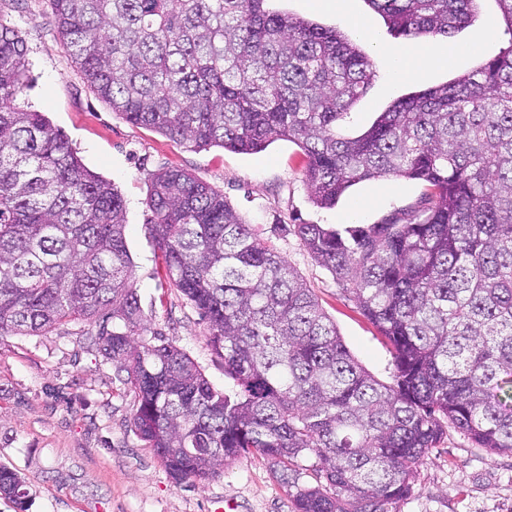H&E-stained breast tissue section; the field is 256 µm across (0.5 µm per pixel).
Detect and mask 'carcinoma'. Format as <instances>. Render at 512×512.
Wrapping results in <instances>:
<instances>
[{"mask_svg": "<svg viewBox=\"0 0 512 512\" xmlns=\"http://www.w3.org/2000/svg\"><path fill=\"white\" fill-rule=\"evenodd\" d=\"M266 2L51 0L84 79L132 124L194 150L293 142L321 207L366 180L426 184L421 216L296 225L386 339L392 382L355 360L298 272L223 195L176 167L152 178L151 234L227 386L148 329L124 200L43 113L14 106L26 50L1 22L0 337L97 323L90 343L135 393V435L176 480L257 453L293 512H398L444 424L512 454V41L344 137L337 128L376 77L369 57ZM367 2L414 41L452 37L478 0ZM0 496L27 512L26 482L6 465Z\"/></svg>", "mask_w": 512, "mask_h": 512, "instance_id": "obj_1", "label": "carcinoma"}]
</instances>
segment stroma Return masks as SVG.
Returning a JSON list of instances; mask_svg holds the SVG:
<instances>
[{
	"label": "stroma",
	"mask_w": 512,
	"mask_h": 512,
	"mask_svg": "<svg viewBox=\"0 0 512 512\" xmlns=\"http://www.w3.org/2000/svg\"><path fill=\"white\" fill-rule=\"evenodd\" d=\"M273 11L310 18L362 46L377 77L354 105L343 135L366 131L396 100L474 70L496 56L512 36L497 0H480L471 22L448 40L459 52L446 64L407 78L390 75L392 52L404 42L367 0H268ZM0 22L14 27L26 47V87L21 108L42 112L84 165L115 184L126 203V241L133 279L151 329L180 347L216 388L224 369L207 341L208 330L185 297L158 273L149 230L151 177L179 167L223 194L265 242L274 246L335 321L345 344L378 380H391L385 339L344 295L332 274L304 247L300 224L343 228L380 224L420 209L424 183L376 179L352 188L336 206L321 208L302 179L306 160L286 140L257 154L221 147L189 150L149 128L129 123L84 80L54 25L50 0H0ZM371 38H364L363 30ZM97 327L72 321L44 335L0 338V464L19 471L30 493L28 512H292L286 488L259 456L229 461L222 475L203 483L178 482L131 429L135 395L111 361L90 347ZM398 512H512V454L476 447L447 428L420 465Z\"/></svg>",
	"instance_id": "stroma-1"
}]
</instances>
